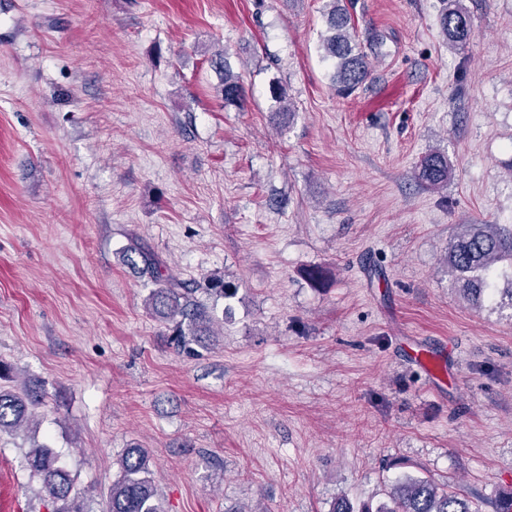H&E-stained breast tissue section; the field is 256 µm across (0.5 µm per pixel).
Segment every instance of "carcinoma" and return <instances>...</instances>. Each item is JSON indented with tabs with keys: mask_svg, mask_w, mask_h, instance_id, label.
Here are the masks:
<instances>
[{
	"mask_svg": "<svg viewBox=\"0 0 512 512\" xmlns=\"http://www.w3.org/2000/svg\"><path fill=\"white\" fill-rule=\"evenodd\" d=\"M325 34L320 49L323 58L334 65L332 82L336 93L347 98L368 79L370 70L361 49L357 27L343 0H328L324 12ZM440 26L448 46L460 48L474 35L470 12L462 0H446ZM210 67L219 74L220 94L224 105L238 106L244 95L239 76L227 67L224 52L208 58ZM270 91L281 104L277 115L287 124L294 117L284 88L274 83ZM451 165L448 157L433 151L422 158L415 179L419 185L437 189L448 183ZM127 251L141 258V274L155 284L145 300L148 314L167 325L175 347L186 353L196 348L208 349L218 342L219 319L214 310L196 298L202 291L222 299L233 297L237 288L221 274H211L201 283H189L164 271L162 260L133 242ZM463 299L476 310L487 306L512 309V224H459L443 257ZM45 391L36 381L26 380L16 389L0 386V433L17 434L34 417V409L44 403ZM150 456L138 446L124 450L118 461L119 472L105 498L102 512H166L163 497L154 482ZM22 464L41 482L46 512H85L79 504L80 492L75 479L60 463L48 445H36L24 453ZM331 512H476L470 498L430 478L407 476L386 490V500L373 506H354L345 496L332 504Z\"/></svg>",
	"mask_w": 512,
	"mask_h": 512,
	"instance_id": "carcinoma-1",
	"label": "carcinoma"
}]
</instances>
